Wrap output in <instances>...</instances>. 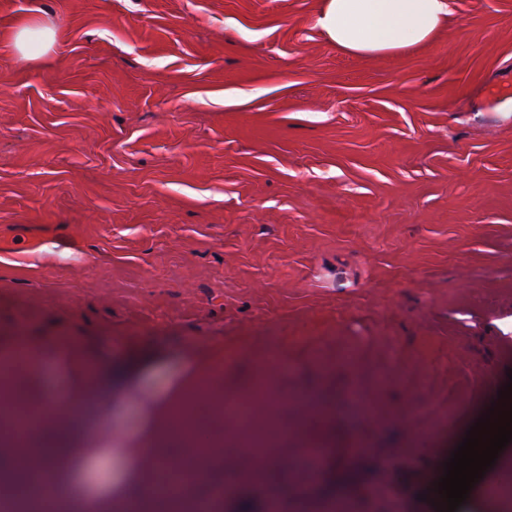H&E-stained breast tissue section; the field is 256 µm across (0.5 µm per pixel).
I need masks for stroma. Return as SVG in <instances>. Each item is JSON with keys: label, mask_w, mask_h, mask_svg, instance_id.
<instances>
[{"label": "stroma", "mask_w": 512, "mask_h": 512, "mask_svg": "<svg viewBox=\"0 0 512 512\" xmlns=\"http://www.w3.org/2000/svg\"><path fill=\"white\" fill-rule=\"evenodd\" d=\"M321 7L0 0V351L45 350L54 392L71 345L97 365L90 469L206 353L198 445L238 452L197 498L436 512L511 380L512 0H450L433 41L371 56ZM34 13L55 40L29 60L8 33ZM242 395L247 429L220 413Z\"/></svg>", "instance_id": "obj_1"}]
</instances>
